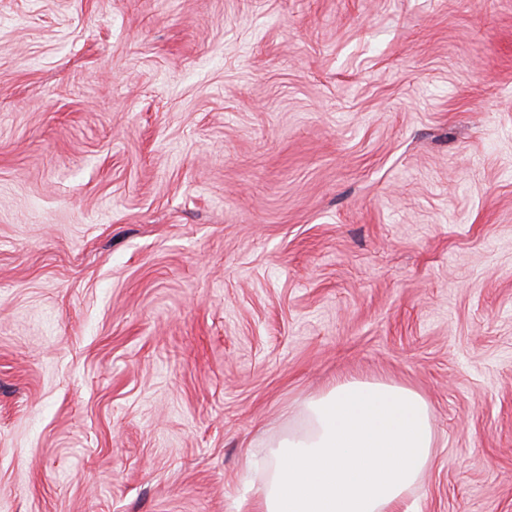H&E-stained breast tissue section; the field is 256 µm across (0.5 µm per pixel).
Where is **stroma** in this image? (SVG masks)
<instances>
[{
    "label": "stroma",
    "instance_id": "1",
    "mask_svg": "<svg viewBox=\"0 0 512 512\" xmlns=\"http://www.w3.org/2000/svg\"><path fill=\"white\" fill-rule=\"evenodd\" d=\"M344 376L512 512V0H0V512H249Z\"/></svg>",
    "mask_w": 512,
    "mask_h": 512
}]
</instances>
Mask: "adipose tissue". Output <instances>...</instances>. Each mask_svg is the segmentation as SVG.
I'll return each instance as SVG.
<instances>
[{
  "mask_svg": "<svg viewBox=\"0 0 512 512\" xmlns=\"http://www.w3.org/2000/svg\"><path fill=\"white\" fill-rule=\"evenodd\" d=\"M302 414L303 427L276 443L253 512H408L436 461L430 406L417 391L346 378Z\"/></svg>",
  "mask_w": 512,
  "mask_h": 512,
  "instance_id": "ef3b65f1",
  "label": "adipose tissue"
}]
</instances>
